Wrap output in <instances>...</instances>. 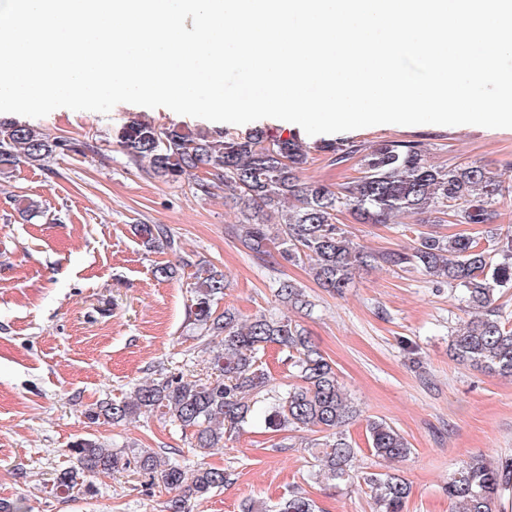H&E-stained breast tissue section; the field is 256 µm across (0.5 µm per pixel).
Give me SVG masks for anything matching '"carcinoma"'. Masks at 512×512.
Instances as JSON below:
<instances>
[{"label":"carcinoma","mask_w":512,"mask_h":512,"mask_svg":"<svg viewBox=\"0 0 512 512\" xmlns=\"http://www.w3.org/2000/svg\"><path fill=\"white\" fill-rule=\"evenodd\" d=\"M115 142L133 164L146 161L153 175L169 182L212 168V178L200 180L197 191L208 195L211 188L224 185V201L238 212L232 233L240 245L263 262L277 255L293 265L309 264L313 279L330 293L344 294L356 270L378 266L416 272L438 286H448L470 315L451 333L450 349L473 367L512 377V324L497 304L512 288L511 233L492 232L481 240L421 232L407 248L377 252L355 242L339 221V214L348 211L361 224H389L398 216L421 217L425 224H442L448 217L458 224H489L503 196L502 175L477 163L435 165L427 147L416 140H386L369 147L354 141L308 146L294 138H270L261 129L233 135L175 124L159 127L134 117L116 132ZM66 149L75 147L26 125L0 124V176L10 177L20 164L38 165ZM314 154L332 165L356 158L358 176L338 186L304 182L300 172ZM138 232L149 246L180 251L163 224H141ZM180 263L196 268L190 315L212 335L222 337L213 357L214 375L146 380L129 395L89 411L88 418L103 416L115 424L158 412L191 431L195 447L222 448L261 403L268 430L323 434V441L311 444L323 479H351L356 443L345 427L356 409L308 332L275 312L246 318L230 308L219 309L227 287L224 273L183 257ZM274 296L293 309L307 311L313 306L305 289L288 278L275 279ZM271 345L287 354L298 380L285 391L276 389L262 361ZM365 431L373 454L385 461H403L412 454L405 437L383 420H367ZM69 452L76 464L61 470L53 485L61 494L74 489L89 494L93 487L85 474L132 466L174 493L169 512H191L188 498L204 499L226 481L220 468L199 466L188 472L160 460L151 448L125 459L102 443L79 438ZM364 483L376 512H404L410 488L403 480L372 473ZM511 488L512 462L476 459L449 478L446 493L462 512H494ZM244 512L318 510L312 499L293 492L272 506L250 502Z\"/></svg>","instance_id":"cac0c4a2"}]
</instances>
